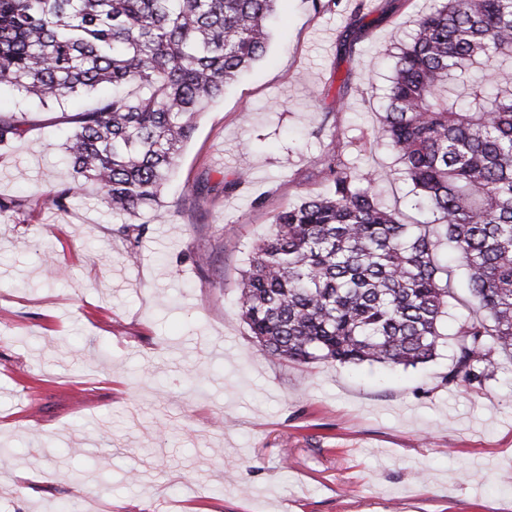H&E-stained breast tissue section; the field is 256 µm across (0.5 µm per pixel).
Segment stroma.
Returning a JSON list of instances; mask_svg holds the SVG:
<instances>
[{"instance_id":"1","label":"stroma","mask_w":512,"mask_h":512,"mask_svg":"<svg viewBox=\"0 0 512 512\" xmlns=\"http://www.w3.org/2000/svg\"><path fill=\"white\" fill-rule=\"evenodd\" d=\"M431 5L367 0L347 54L348 0H279L265 56L198 118L165 218H136L135 261L95 184L66 210L50 200L74 180L72 116L111 89L0 92L27 119L0 145L15 204L0 213V512H512V357L479 391L442 384L447 344L414 368L286 364L239 315L252 248L277 211L325 191L336 144L408 222L429 221L374 131Z\"/></svg>"}]
</instances>
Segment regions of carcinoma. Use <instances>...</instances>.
I'll use <instances>...</instances> for the list:
<instances>
[{"instance_id": "obj_1", "label": "carcinoma", "mask_w": 512, "mask_h": 512, "mask_svg": "<svg viewBox=\"0 0 512 512\" xmlns=\"http://www.w3.org/2000/svg\"><path fill=\"white\" fill-rule=\"evenodd\" d=\"M278 0H0V88L42 102L112 85L72 118L65 149L112 210L159 209L195 119L266 52ZM400 49L376 139L427 224L387 206L344 153L325 193L273 217L240 289L261 351L309 364L415 367L436 356L454 300L445 242L476 310L451 334L446 385L481 390L512 356V0H440ZM26 120L0 112V144Z\"/></svg>"}]
</instances>
